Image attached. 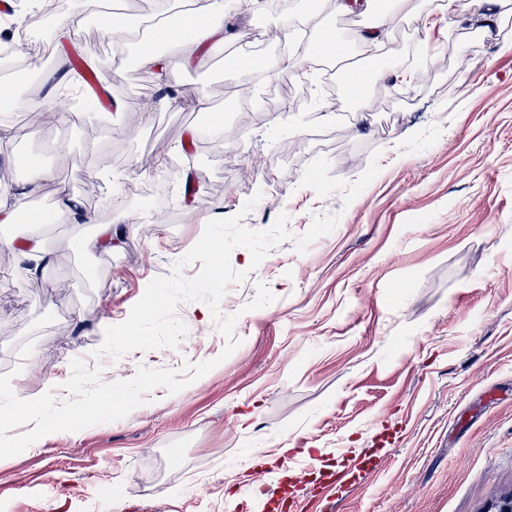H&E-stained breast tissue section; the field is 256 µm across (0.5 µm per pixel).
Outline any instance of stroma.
I'll return each instance as SVG.
<instances>
[{"label":"stroma","instance_id":"stroma-1","mask_svg":"<svg viewBox=\"0 0 512 512\" xmlns=\"http://www.w3.org/2000/svg\"><path fill=\"white\" fill-rule=\"evenodd\" d=\"M405 2L371 50L357 34L372 14L321 18L348 46L343 66L376 74L359 94L337 84L335 109L288 111L276 80H297L296 67L274 62L258 82L225 49L204 46L197 64L162 76L133 62L113 71L121 115L111 128L69 120L6 146L9 168L23 157L47 166L39 198L57 200L66 185L124 234L119 250L49 266L46 287L0 277V374L13 373L25 399L49 391L67 401L76 358L114 381L141 365L178 371L219 355L226 340L199 319L201 302L177 307L187 327L178 349L96 355L101 322L122 323L209 220L238 215L263 230L284 212L300 234L314 215L340 216L302 255L286 241L256 266L234 249L231 266L246 278L229 285L220 311L237 318L238 349L176 394L148 392L124 419L7 458L0 502L12 512H88L94 498L99 512H264L293 481L279 466L288 444L333 466L343 449H367L373 473L335 512H494L512 495V0H494L491 25L471 0H455L450 15L439 0ZM43 3L10 2L31 45L111 69L116 45L85 20L89 0H65L48 30L32 23ZM314 3L260 18L231 7L224 24L257 45L301 29ZM196 91L222 131L188 154ZM245 102L259 105L258 121L241 123ZM188 165L202 177L194 200ZM146 191L173 208L174 223L157 220ZM260 282L275 299L248 310ZM257 464L261 498L231 504L239 475Z\"/></svg>","mask_w":512,"mask_h":512}]
</instances>
